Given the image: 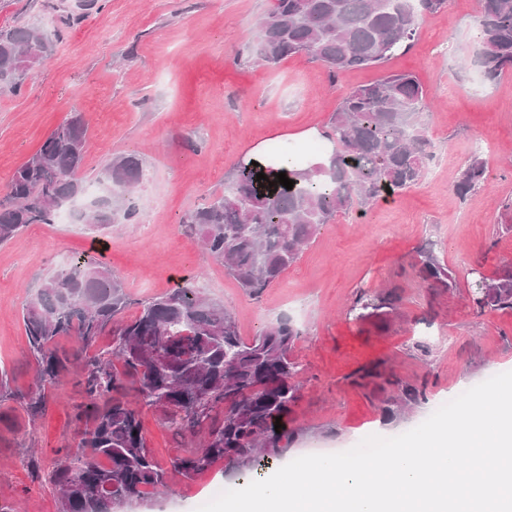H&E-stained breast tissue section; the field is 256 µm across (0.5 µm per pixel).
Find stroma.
<instances>
[{
  "label": "stroma",
  "instance_id": "stroma-1",
  "mask_svg": "<svg viewBox=\"0 0 512 512\" xmlns=\"http://www.w3.org/2000/svg\"><path fill=\"white\" fill-rule=\"evenodd\" d=\"M271 4L0 0V28L36 27L55 44L21 92L0 89V196L15 169L74 112L88 122L89 185L114 153L133 152L142 161L134 219L97 237L82 224H32L0 245V363L10 369L12 387L27 389L34 379L23 304L45 277L100 248L132 302L192 277L236 313L244 338L282 316L301 328L294 356L303 372L291 424L303 437L289 448L290 461L337 453L372 434H402L451 391L512 371V313H477L464 278L472 266L490 275L512 261V232L500 229L503 206L512 202V73L492 83L479 74L480 0H448L443 12L424 18L407 52L333 80L303 54L272 67L256 64V22ZM398 72L415 75L430 99L422 123L436 178L367 212L338 213L261 297L246 295L183 232L184 216L223 193L248 147L319 143L348 90ZM478 139L493 145L485 155L493 175L485 189L463 198L455 184ZM429 237L444 244L442 260L459 279L441 295L412 268ZM391 290L397 298L384 315L350 316L361 292ZM373 363L401 383L422 386L418 404L401 418L386 420L380 380L351 382L353 371ZM83 400L63 384L32 422L13 401L0 402V501L18 512H57L47 474L75 448V407ZM142 420L163 467L195 445L175 436L157 411H144ZM32 452L44 477L33 478L24 464ZM225 469L219 461L192 480L171 472L144 512H195L197 499L226 484Z\"/></svg>",
  "mask_w": 512,
  "mask_h": 512
}]
</instances>
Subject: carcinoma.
<instances>
[{"label":"carcinoma","instance_id":"1","mask_svg":"<svg viewBox=\"0 0 512 512\" xmlns=\"http://www.w3.org/2000/svg\"><path fill=\"white\" fill-rule=\"evenodd\" d=\"M273 0L260 19L255 55L268 66L297 54L320 62L331 80L357 68L378 67L410 48L423 18L447 7V0ZM481 43L478 65L495 81L512 71V0H481L476 20ZM53 51L34 28L0 29V88L17 93ZM427 92L418 79L392 73L349 91L330 118L327 137L335 146L329 161L301 154L286 144L267 152L263 164L240 163L230 188L182 220L208 257L251 297L266 288L300 256L337 213L356 205L364 211L388 195L419 184L426 172L429 142L421 115ZM89 145L88 123L74 112L15 170L0 198V244L30 224H52L59 210L86 193L79 176ZM264 173L259 181L256 174ZM283 172L295 181L288 190ZM142 174L140 159L119 153L100 181L107 192L92 200L79 219L93 233L118 223L112 186L125 193L123 218L133 219L140 201L133 187ZM486 162L471 158L455 185L460 196L480 190ZM441 244L429 239L412 263L416 275L435 292L457 287L441 263ZM471 282L477 311L512 312V263L491 276L477 269ZM391 296L360 294L350 307L365 319L390 304ZM124 281L99 259L86 254L44 280L23 306L28 351L35 364L33 384L17 392L0 366V397L19 403L28 418L45 411L48 388L71 379L85 396L76 406L77 448L53 468L58 512H112L131 508L167 485V472L147 447L144 407L162 413L178 435L203 439L172 463L187 480L219 460L245 482L276 465L303 435L285 426L298 400L301 366L293 358L302 330L282 317L250 340L241 337L235 315L208 298L194 280L139 303ZM112 346L90 353L105 333ZM70 336V351L57 338ZM396 385L385 414L394 419L422 395L411 384ZM282 428L276 430V418Z\"/></svg>","mask_w":512,"mask_h":512}]
</instances>
